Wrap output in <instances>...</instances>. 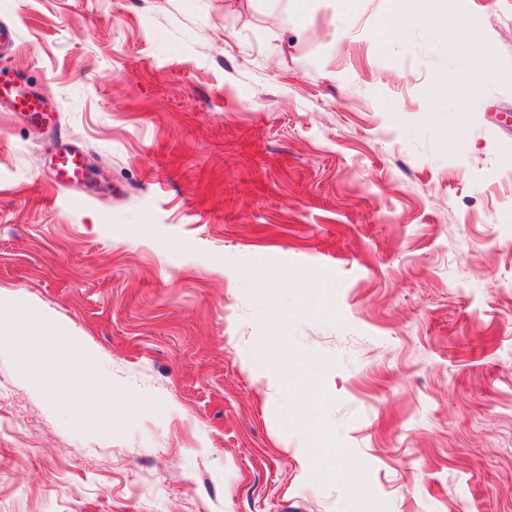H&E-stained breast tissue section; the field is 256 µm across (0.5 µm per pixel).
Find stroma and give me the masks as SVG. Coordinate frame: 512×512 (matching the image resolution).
<instances>
[{"instance_id":"1","label":"stroma","mask_w":512,"mask_h":512,"mask_svg":"<svg viewBox=\"0 0 512 512\" xmlns=\"http://www.w3.org/2000/svg\"><path fill=\"white\" fill-rule=\"evenodd\" d=\"M390 2L0 0V315L116 403L0 335V512H512V0ZM417 3L415 16L401 10L397 5L385 16L382 21V34L386 37H395L407 26L413 23L414 19L422 23H435L439 13L437 1L439 0H414ZM9 100L20 112L31 113L47 125H56L58 113L55 103L50 104L48 98L40 93L29 91L13 82L0 83V97ZM54 184L67 187L83 182L87 178L88 166L83 152L73 146H66L57 152L49 162ZM8 322L16 326V329L25 333V336H41L43 342L52 341L56 344L55 359L65 365V369L70 374L71 393L74 397L72 406L73 415H80L82 402L90 395L93 390L91 379L94 375V359L89 354L73 353L69 349L59 348L57 338L59 330L49 326L43 320H36L25 313H14ZM33 334V335H31ZM66 352L65 354L62 353Z\"/></svg>"}]
</instances>
